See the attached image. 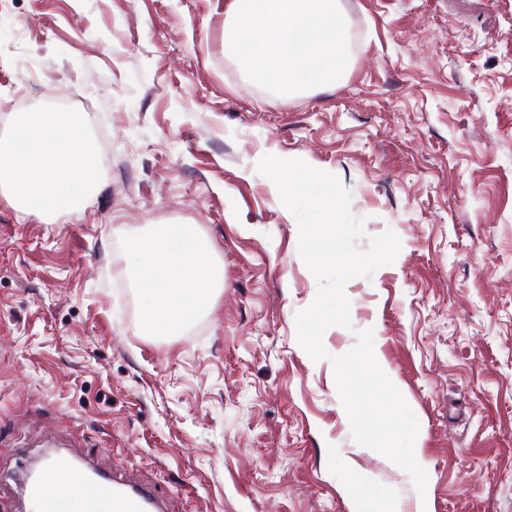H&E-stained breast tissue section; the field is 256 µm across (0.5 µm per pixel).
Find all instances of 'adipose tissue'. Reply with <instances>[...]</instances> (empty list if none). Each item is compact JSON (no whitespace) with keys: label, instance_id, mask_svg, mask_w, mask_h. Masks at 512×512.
<instances>
[{"label":"adipose tissue","instance_id":"obj_1","mask_svg":"<svg viewBox=\"0 0 512 512\" xmlns=\"http://www.w3.org/2000/svg\"><path fill=\"white\" fill-rule=\"evenodd\" d=\"M96 176L93 147L71 113H26L0 138V194L13 208L40 216L71 214L79 191ZM138 275L146 328L182 329L210 300L215 276L193 226H155L129 245Z\"/></svg>","mask_w":512,"mask_h":512}]
</instances>
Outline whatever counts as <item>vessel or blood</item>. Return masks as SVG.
Segmentation results:
<instances>
[{
    "instance_id": "b4317fda",
    "label": "vessel or blood",
    "mask_w": 512,
    "mask_h": 512,
    "mask_svg": "<svg viewBox=\"0 0 512 512\" xmlns=\"http://www.w3.org/2000/svg\"><path fill=\"white\" fill-rule=\"evenodd\" d=\"M58 493L46 499L41 493V483L28 488L32 512H68L69 494L73 487L91 490L99 498L108 500L112 512H163L162 502L152 491L117 475L95 472L86 460L77 455H68L52 460Z\"/></svg>"
}]
</instances>
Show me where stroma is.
Here are the masks:
<instances>
[{
    "mask_svg": "<svg viewBox=\"0 0 512 512\" xmlns=\"http://www.w3.org/2000/svg\"><path fill=\"white\" fill-rule=\"evenodd\" d=\"M229 2L0 0V98L72 112L97 166L69 216L0 198V512L62 437L183 512H350L357 476L415 512L336 388L331 356L368 328L419 420L432 512H512V0H340L347 76L288 100L225 54ZM266 155L339 178L359 249L400 240L347 284L352 326L318 361L296 334L318 283ZM151 224L193 225L223 276L174 336L145 329L126 271Z\"/></svg>",
    "mask_w": 512,
    "mask_h": 512,
    "instance_id": "stroma-1",
    "label": "stroma"
}]
</instances>
